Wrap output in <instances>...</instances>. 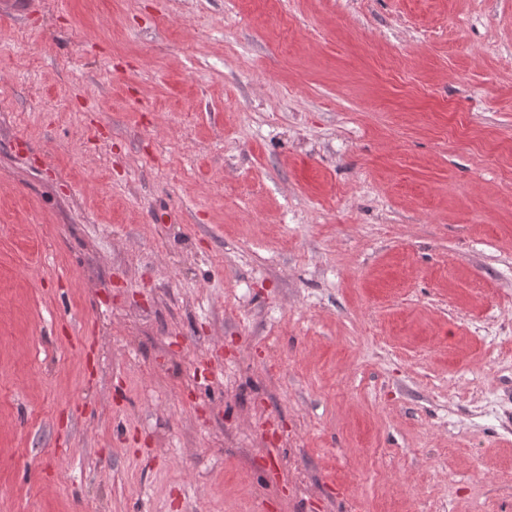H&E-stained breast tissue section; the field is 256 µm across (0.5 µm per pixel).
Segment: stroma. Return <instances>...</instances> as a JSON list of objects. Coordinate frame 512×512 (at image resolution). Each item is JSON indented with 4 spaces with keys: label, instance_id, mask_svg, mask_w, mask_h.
<instances>
[{
    "label": "stroma",
    "instance_id": "stroma-1",
    "mask_svg": "<svg viewBox=\"0 0 512 512\" xmlns=\"http://www.w3.org/2000/svg\"><path fill=\"white\" fill-rule=\"evenodd\" d=\"M0 512H512V0H0Z\"/></svg>",
    "mask_w": 512,
    "mask_h": 512
}]
</instances>
